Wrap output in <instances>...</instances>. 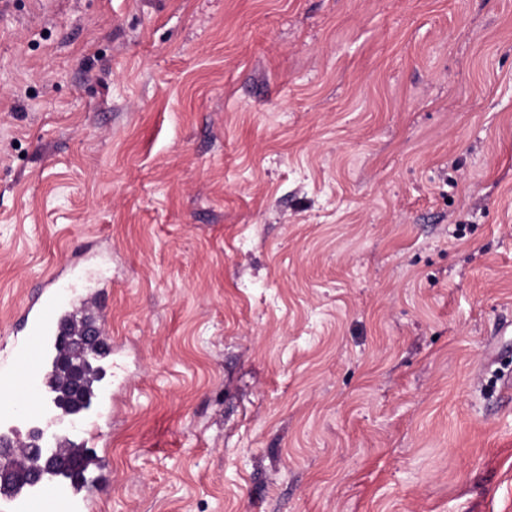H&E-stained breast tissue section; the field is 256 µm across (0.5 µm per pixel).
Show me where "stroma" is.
<instances>
[{
    "instance_id": "obj_1",
    "label": "stroma",
    "mask_w": 512,
    "mask_h": 512,
    "mask_svg": "<svg viewBox=\"0 0 512 512\" xmlns=\"http://www.w3.org/2000/svg\"><path fill=\"white\" fill-rule=\"evenodd\" d=\"M75 276L84 512H512V0H0V355Z\"/></svg>"
}]
</instances>
